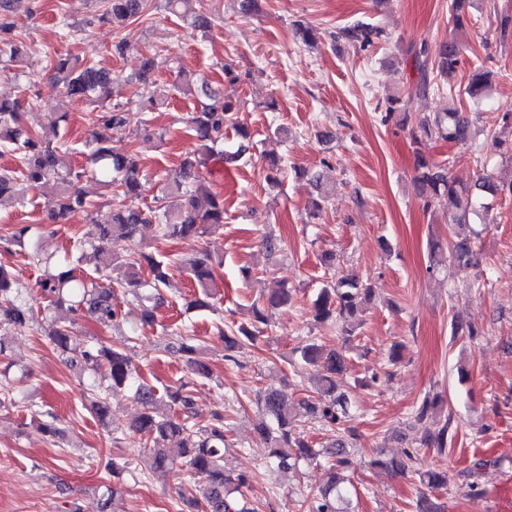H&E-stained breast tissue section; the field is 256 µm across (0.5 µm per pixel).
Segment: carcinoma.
<instances>
[{
	"instance_id": "carcinoma-1",
	"label": "carcinoma",
	"mask_w": 512,
	"mask_h": 512,
	"mask_svg": "<svg viewBox=\"0 0 512 512\" xmlns=\"http://www.w3.org/2000/svg\"><path fill=\"white\" fill-rule=\"evenodd\" d=\"M152 0H106L104 12L97 17L103 23L123 27L127 21L138 16L150 6ZM163 8L183 18L192 26L207 30L211 18L196 10V0H161ZM13 28V23L0 18V57L21 64L24 56L19 47L4 38ZM337 36L371 48L386 40L385 31L368 22H357L339 29ZM461 45L450 39L440 45L434 62L427 59L425 48L414 52V68L419 78L411 92L419 97L443 89L435 76L452 75L461 64ZM50 71L64 94L73 100L85 101L97 108L96 121L101 132L92 149L93 168L76 165L67 160L69 148L65 142L43 141L24 125V115L34 107V98L26 94L14 99H0V142L8 144L19 154L23 168L19 171H0V200L23 196L30 189H51L58 198V211L54 222L67 219L77 210L89 211L92 203L86 201L80 184L93 177L107 189L115 188L125 198L138 197L141 166L135 152L128 146L112 144L108 131L114 125H122L129 113L118 105L107 104L112 85V72L72 53H57L50 62ZM493 73L478 71L471 76L467 86L455 91L448 87V110L433 116H425L419 128L426 135H435L442 140L465 145L473 138L468 117L455 105L465 94L471 98L482 95L491 85ZM138 85L141 108L146 111L160 110L169 103V89L154 79L153 56L144 53L139 71L134 77ZM198 84L195 74L181 71L174 89L189 94ZM205 101L195 112L188 114L187 128L198 142L196 151L185 157L177 169L168 175L162 187L160 204L143 209L136 205H122L112 210L110 220L98 223L90 220L89 228L76 240L73 250L79 262H92L97 274L96 281L88 284L75 274L73 268L50 269L51 256L42 251L35 252L37 263L45 271L36 281V288L48 302L56 315L48 330L52 343L61 353L71 350L75 326L83 319H90L102 326H114L122 317L116 302L112 282L116 281L138 295V290L147 288L150 294L144 298L141 310L142 323H155L153 300H162V290L167 287L174 264L158 253L137 251L122 259L112 255V241L133 240L143 224H156L161 237L166 239L201 238L224 224V199L211 192L202 168L206 167L211 154L224 146L225 130L231 126L238 135L236 148L226 153L229 159L240 160L253 148L251 134L240 124L236 109L219 93L204 92ZM408 120V101L400 97L387 100L382 112L385 123H405ZM417 182L426 205L447 202L448 223L467 224L469 217L485 220L493 209L495 198L504 193L512 195V182L505 185L494 176L485 174L469 184L458 183L448 176V166L422 155L416 156ZM310 181L317 191L313 201L312 215L322 210V202L331 192L320 175L314 174ZM473 254L467 240L454 245L443 253L435 245L431 250V269H436L448 260L458 265H470ZM182 270L195 288L191 308H209L215 288V261L210 254L200 252L183 261ZM22 284L13 273L0 264V324L17 332L30 326V307L22 297ZM373 288L356 275H341L331 279L320 288L311 306L310 314L317 323L335 322L340 328L344 342H349L364 323L363 313L371 301ZM293 290L282 287L272 293L262 304L251 307L249 319L217 328V337L224 344V358L233 359L232 352L245 345H253L263 333L272 327L269 310L290 305ZM179 338L178 346L164 344V350L179 356L185 363L187 373L176 386H168L162 395L154 387L136 380L137 371L132 357L124 344L112 346L92 342L82 351L81 362L92 367L100 379L112 386H131L144 406V412L130 427L132 433L150 445V469L154 471L173 469L176 463L185 468L186 483L180 486L178 496L189 512H258L248 507V492L253 477L246 474L231 476L224 468V448L228 444L229 424L224 413L211 415L208 423L196 422L191 385L195 380L207 378L210 369L203 357L205 346L202 340L190 334L184 327H165L163 337ZM301 363L315 369V388L318 398L304 400L301 407L305 415L337 434L330 446L322 451L312 447L311 442L299 431L296 408L274 388H266L257 394L259 423L256 433L267 448V459L284 472L297 468L300 461L314 459L325 453L331 458L326 484L313 496L306 512H338L336 504L345 500L346 488L338 471L349 468L347 448L360 439L357 429L348 424V399L336 393V375L347 368V357L342 351L328 349L314 340L302 348ZM439 401L430 396L422 399L414 410V418L422 423L436 416ZM454 438L453 416H448L437 428L422 432L416 444L420 448L448 447ZM176 440L178 447L167 448L165 442ZM417 451L406 453L397 460L377 459L374 464L395 472H405L414 462ZM422 481L435 490L448 488V471L433 470L422 475Z\"/></svg>"
}]
</instances>
